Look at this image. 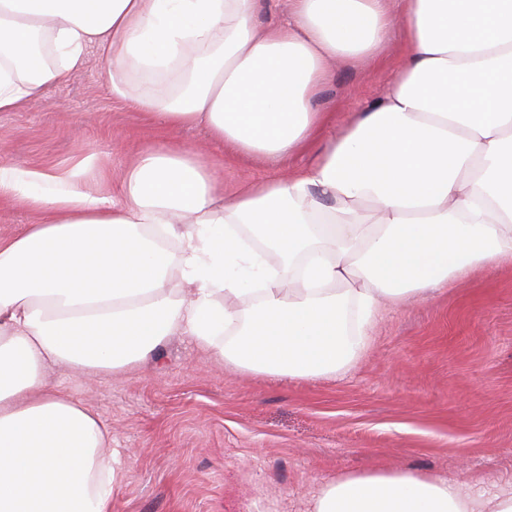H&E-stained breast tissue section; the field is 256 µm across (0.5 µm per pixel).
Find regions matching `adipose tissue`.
I'll list each match as a JSON object with an SVG mask.
<instances>
[{"mask_svg": "<svg viewBox=\"0 0 512 512\" xmlns=\"http://www.w3.org/2000/svg\"><path fill=\"white\" fill-rule=\"evenodd\" d=\"M0 0V112L67 80L90 50L116 97L203 123L285 177L225 193L193 151L147 147L123 201L74 177L0 166V201L42 212L0 239V512H112L119 450L63 367L109 376L188 336L233 366L318 379L352 364L382 309L512 257V0ZM401 27L383 95L330 140L314 101L332 65L375 59ZM172 70L176 97L131 98L127 69ZM315 512H512L411 471L342 475ZM289 0H260L254 20L257 25L265 27L288 21Z\"/></svg>", "mask_w": 512, "mask_h": 512, "instance_id": "adipose-tissue-1", "label": "adipose tissue"}]
</instances>
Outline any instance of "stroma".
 I'll return each mask as SVG.
<instances>
[{
    "label": "stroma",
    "instance_id": "stroma-1",
    "mask_svg": "<svg viewBox=\"0 0 512 512\" xmlns=\"http://www.w3.org/2000/svg\"><path fill=\"white\" fill-rule=\"evenodd\" d=\"M402 54L395 28L379 59L331 71L317 100L334 115L325 137L383 94ZM140 146L193 150L220 165L228 191L284 174L231 153L205 125L144 118L112 96L93 50L65 83L0 112V165L87 184L103 170L116 198ZM47 377L112 427L124 462L113 512H312L321 485L370 470L440 477L477 496L512 481V258L384 309L363 354L331 377L250 373L185 336L112 376Z\"/></svg>",
    "mask_w": 512,
    "mask_h": 512
}]
</instances>
